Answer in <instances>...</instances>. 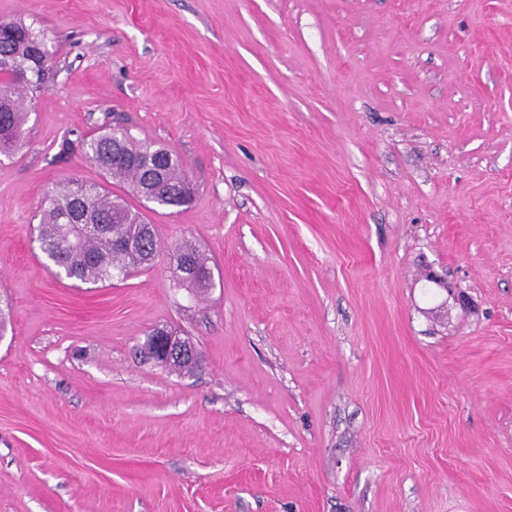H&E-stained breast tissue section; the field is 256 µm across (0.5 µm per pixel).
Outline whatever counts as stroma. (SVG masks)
I'll use <instances>...</instances> for the list:
<instances>
[{"label": "stroma", "instance_id": "1", "mask_svg": "<svg viewBox=\"0 0 512 512\" xmlns=\"http://www.w3.org/2000/svg\"><path fill=\"white\" fill-rule=\"evenodd\" d=\"M54 81L0 154V512H512V0H0ZM168 146L155 261L55 279L63 137ZM209 259L205 291L168 252ZM190 338L193 371L143 344ZM185 258L188 260L192 266H194L199 272L192 270L190 264L186 261L181 262L179 268L175 270L176 279L175 283L177 285H182L183 283H187L193 288H198L199 290H204L205 288H210L212 285V275L211 269L207 264V257H205L195 246L192 244L185 243L182 246L175 248L174 251L170 254V269L172 270L173 259L175 263L178 259ZM209 272V278H197L195 280H183L178 277H188L191 274H195L198 277H201V273L206 274Z\"/></svg>", "mask_w": 512, "mask_h": 512}]
</instances>
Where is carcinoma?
Listing matches in <instances>:
<instances>
[{"label":"carcinoma","instance_id":"carcinoma-1","mask_svg":"<svg viewBox=\"0 0 512 512\" xmlns=\"http://www.w3.org/2000/svg\"><path fill=\"white\" fill-rule=\"evenodd\" d=\"M45 35L21 21H0V151L7 153L23 141L22 93L39 90L49 78L48 69L36 57ZM80 149L105 179L128 182L135 195L160 207L189 203L193 194L179 155L165 145L139 142L124 131L106 128L73 142L65 139L61 151ZM36 241L47 266L82 284L97 287L126 277L134 269L153 262L158 242L153 225L143 213L100 183L72 178L63 187L47 190L37 213ZM138 245L129 248L126 240ZM188 260L199 272L210 271L195 246L175 248L170 259Z\"/></svg>","mask_w":512,"mask_h":512}]
</instances>
